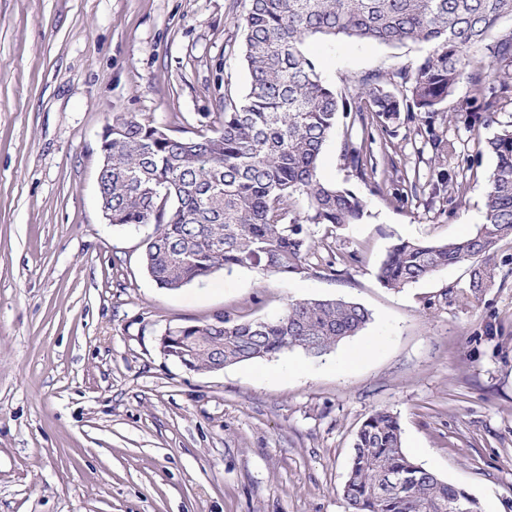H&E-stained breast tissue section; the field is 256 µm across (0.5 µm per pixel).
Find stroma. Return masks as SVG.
<instances>
[{"label":"stroma","instance_id":"stroma-1","mask_svg":"<svg viewBox=\"0 0 512 512\" xmlns=\"http://www.w3.org/2000/svg\"><path fill=\"white\" fill-rule=\"evenodd\" d=\"M248 0H0V512H345L353 440L377 409L397 416L418 464L481 512H512V241L480 299L468 266L390 290L397 240L448 242L486 221L493 156L512 102L470 128L459 86L433 124L395 135L339 117L318 166L366 202L343 229L312 227L306 273L242 268L176 290L143 265L146 224L117 229L97 194L106 119L134 113L169 133H210L242 101ZM304 50L343 92L412 70L427 45L313 37ZM436 132L453 144L440 197ZM376 167L359 175L347 143ZM341 297L372 319L332 352L298 349L216 373L168 359L161 333L229 312L270 319L288 301Z\"/></svg>","mask_w":512,"mask_h":512}]
</instances>
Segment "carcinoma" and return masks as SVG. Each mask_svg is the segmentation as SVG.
<instances>
[{
	"mask_svg": "<svg viewBox=\"0 0 512 512\" xmlns=\"http://www.w3.org/2000/svg\"><path fill=\"white\" fill-rule=\"evenodd\" d=\"M512 0H249L242 18V60L249 72L242 102H224L220 127L209 136L181 138L136 115L115 116L102 176L107 216L116 227L154 225L144 249L146 272L160 288L178 290L218 270L258 268L270 274L308 270V225L341 229L365 214L353 191L320 181V156L339 113L356 112L387 135L402 112L432 120L462 84L469 95L458 106L472 127L500 109L507 80L487 83L479 57L487 35ZM314 36L346 37L384 45L427 44L431 51L412 71L361 80L345 97L325 83L303 52ZM490 57L512 61V34L487 47ZM397 83V96L388 85ZM427 133L442 162L453 145ZM495 166L487 177L486 223L475 234L448 243L400 240L379 268L380 284L399 290L442 268L470 265L469 290L478 299L491 287L496 245L512 238V129L483 143ZM348 165L365 175L362 148L345 149ZM300 198L304 210L291 200ZM371 320L362 305L345 300L289 302L274 319L242 320L229 314L182 326L192 366L208 371L224 360L235 365L299 349L322 356ZM347 512H480L465 489L413 462L402 447L391 412L376 410L354 438L342 489Z\"/></svg>",
	"mask_w": 512,
	"mask_h": 512,
	"instance_id": "carcinoma-1",
	"label": "carcinoma"
}]
</instances>
